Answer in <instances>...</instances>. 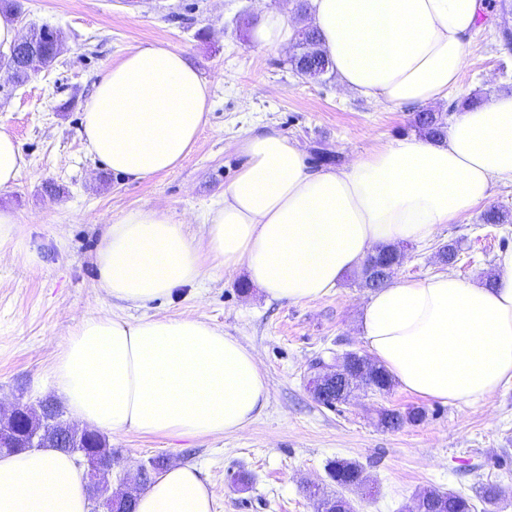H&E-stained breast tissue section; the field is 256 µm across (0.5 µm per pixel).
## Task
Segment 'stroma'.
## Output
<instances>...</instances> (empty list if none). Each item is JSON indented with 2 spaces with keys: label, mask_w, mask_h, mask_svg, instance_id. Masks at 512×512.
Returning <instances> with one entry per match:
<instances>
[{
  "label": "stroma",
  "mask_w": 512,
  "mask_h": 512,
  "mask_svg": "<svg viewBox=\"0 0 512 512\" xmlns=\"http://www.w3.org/2000/svg\"><path fill=\"white\" fill-rule=\"evenodd\" d=\"M21 34L48 25L62 34L61 53L29 81L0 75V131L26 158L15 184L0 190V209L15 212L20 252L0 251V404L57 402L50 370L69 329L88 315L187 317L205 321L256 353L270 395L265 409L235 433L201 438L109 435L117 454L112 476L133 477L149 458L164 456L199 472L215 512H317L305 487L342 494L352 512H408L427 490L459 492L474 512H512V383L484 402L445 404L393 386L357 389L344 403L319 404L309 367L333 353L364 351L358 322L369 289L345 274L312 303L270 301L246 269H211L196 287L131 307L109 298L97 281L94 256L113 220L140 207H161L202 239V220L222 205L242 162L243 129L276 125L301 147L311 169L339 168L356 156L413 134L414 110L385 108L345 92L334 72L310 81L294 72L290 49L253 44L257 0H15ZM487 16L471 36L457 90L434 110L451 121L463 102L512 91V0H486ZM161 43L182 53L211 90L209 121L176 169L134 181L94 161L80 137L83 104L107 69L135 46ZM512 211V183L495 184L487 204L440 225L426 242H409L396 275L443 271L438 248L454 242L456 275L471 279L494 269L512 247V224H485L487 209ZM39 257L27 264L22 254ZM423 408L422 422L389 430L384 409ZM354 461L366 481L338 488L331 462ZM494 484L501 506L482 501Z\"/></svg>",
  "instance_id": "1"
}]
</instances>
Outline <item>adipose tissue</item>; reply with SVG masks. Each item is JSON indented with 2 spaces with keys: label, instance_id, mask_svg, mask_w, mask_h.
Instances as JSON below:
<instances>
[{
  "label": "adipose tissue",
  "instance_id": "1",
  "mask_svg": "<svg viewBox=\"0 0 512 512\" xmlns=\"http://www.w3.org/2000/svg\"><path fill=\"white\" fill-rule=\"evenodd\" d=\"M321 46L343 88L378 105L447 98L467 65L484 0H311ZM211 111L210 89L159 43L131 49L85 101L81 137L113 172L143 180L180 165ZM242 163L195 242L165 209L109 225L95 255L113 300L140 306L246 268L269 300L316 302L377 247L424 241L512 180V93L462 109L444 137L412 136L313 171L276 127L236 139ZM486 287L450 272L375 290L362 309L367 351L401 387L475 403L512 382V250ZM52 385L73 416L114 434L207 437L237 432L263 410L269 385L254 352L192 318L86 316L68 332ZM0 512H89L75 456L54 448L0 455ZM134 512H215L195 467L175 465Z\"/></svg>",
  "mask_w": 512,
  "mask_h": 512
}]
</instances>
